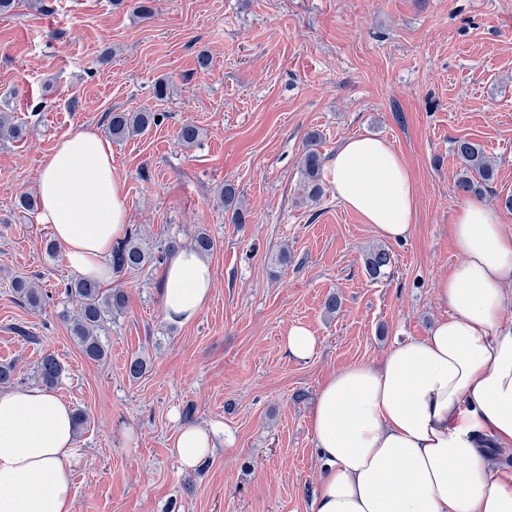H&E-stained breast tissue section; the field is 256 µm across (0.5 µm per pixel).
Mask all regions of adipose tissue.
<instances>
[{"instance_id": "ef3b65f1", "label": "adipose tissue", "mask_w": 512, "mask_h": 512, "mask_svg": "<svg viewBox=\"0 0 512 512\" xmlns=\"http://www.w3.org/2000/svg\"><path fill=\"white\" fill-rule=\"evenodd\" d=\"M325 176L337 199L403 240L416 220V186L385 140L342 144ZM39 223L70 268L109 279L113 244L127 229L112 146L93 131L62 140L38 181ZM461 259L437 284L448 315L427 336L395 344L377 364H354L323 382L309 417L321 476L311 512H512V233L499 212L465 204L452 226ZM214 285L192 247L171 258L161 288L168 321L186 325ZM224 426L181 427L171 452L193 468ZM78 450L72 412L41 388L0 394V512H72L69 467Z\"/></svg>"}]
</instances>
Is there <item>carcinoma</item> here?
Listing matches in <instances>:
<instances>
[{"mask_svg":"<svg viewBox=\"0 0 512 512\" xmlns=\"http://www.w3.org/2000/svg\"><path fill=\"white\" fill-rule=\"evenodd\" d=\"M158 117L165 119L167 115L146 109L137 112H114L110 117L107 132L113 140L120 142L144 133L156 124ZM454 154L461 164L456 179L457 188L466 195L482 197L485 187L494 180V164L482 147L470 139L456 140ZM322 167L323 157L320 152L314 148L306 149L301 158L300 168L311 198H317L322 193ZM238 198V190L233 183L226 182L220 188L219 199L224 205V211L231 212L232 219L242 224L245 216L238 206ZM193 248L199 254L207 256L214 249V241L206 231L200 230L193 238ZM176 249L177 245L170 241L152 251L142 245L139 230L130 228L122 239L113 244L110 263L112 270L116 272L140 270L146 265L163 264L167 256ZM364 265L367 274L376 279L392 266L391 253L381 246H374L366 252ZM14 293L21 304L32 308L41 307L44 301L41 288L27 279H20L15 283ZM63 294L76 304V310L69 316L68 321L81 351L89 360L102 361L108 354V348L103 344L99 330L108 317L125 309L127 295L117 288L105 290L101 288L99 281L80 275L67 281ZM61 373L62 366L52 354L42 357L36 367L37 381L48 389L58 383Z\"/></svg>","mask_w":512,"mask_h":512,"instance_id":"obj_1","label":"carcinoma"}]
</instances>
